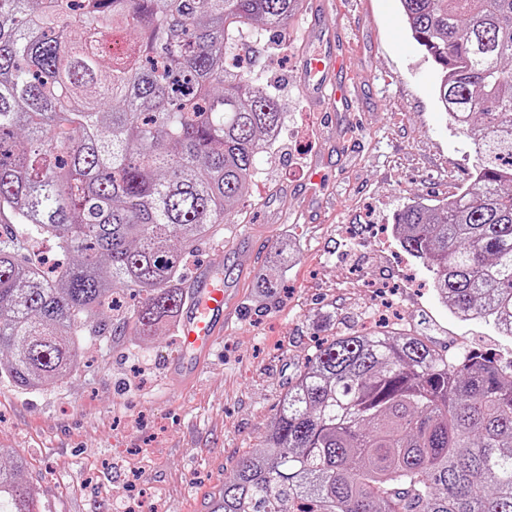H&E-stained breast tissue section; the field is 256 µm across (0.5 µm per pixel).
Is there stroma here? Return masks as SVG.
Returning <instances> with one entry per match:
<instances>
[{
    "label": "stroma",
    "instance_id": "stroma-1",
    "mask_svg": "<svg viewBox=\"0 0 512 512\" xmlns=\"http://www.w3.org/2000/svg\"><path fill=\"white\" fill-rule=\"evenodd\" d=\"M334 46L352 109L323 112L305 97L302 59ZM270 85L280 136L256 158L244 203L203 242L191 266L220 264L236 315L218 352L187 388L167 366L175 330L96 341L54 385L0 383V448L24 458L40 512H198L208 485L264 445L271 418L317 339L361 329L392 304L432 347L507 351L479 320L452 316L425 265L392 235L415 200L437 204L469 183V140L448 126L439 73L407 31L399 0H306L287 30L246 37L239 54ZM282 267L275 294L257 277Z\"/></svg>",
    "mask_w": 512,
    "mask_h": 512
}]
</instances>
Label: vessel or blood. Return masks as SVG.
I'll return each mask as SVG.
<instances>
[{
    "label": "vessel or blood",
    "mask_w": 512,
    "mask_h": 512,
    "mask_svg": "<svg viewBox=\"0 0 512 512\" xmlns=\"http://www.w3.org/2000/svg\"><path fill=\"white\" fill-rule=\"evenodd\" d=\"M337 64L338 59L331 52L312 54L305 62L307 93L324 112L338 109L346 99L343 90L326 88L327 76ZM229 295V289L222 278L215 276L213 268L196 271L188 302L178 319L183 358L170 368L171 377L182 385H190L216 352L224 326L235 314Z\"/></svg>",
    "instance_id": "obj_1"
}]
</instances>
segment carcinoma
Here are the masks:
<instances>
[{
  "instance_id": "cac0c4a2",
  "label": "carcinoma",
  "mask_w": 512,
  "mask_h": 512,
  "mask_svg": "<svg viewBox=\"0 0 512 512\" xmlns=\"http://www.w3.org/2000/svg\"><path fill=\"white\" fill-rule=\"evenodd\" d=\"M441 67L438 102L474 145L471 182L395 217L457 318L512 338V0H400ZM302 0H0V378L76 372L79 331L141 338L177 319L187 256L276 142L269 87L225 66ZM118 40L112 54L106 44ZM35 235L68 257L53 277ZM0 448V512H39ZM222 512H512V352L452 355L412 330L336 333L224 482Z\"/></svg>"
}]
</instances>
